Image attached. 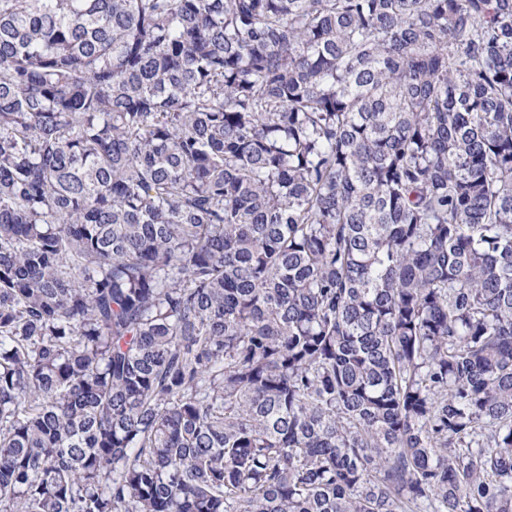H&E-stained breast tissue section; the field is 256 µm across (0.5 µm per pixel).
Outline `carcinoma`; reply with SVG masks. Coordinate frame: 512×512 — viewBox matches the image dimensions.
<instances>
[{"instance_id": "1", "label": "carcinoma", "mask_w": 512, "mask_h": 512, "mask_svg": "<svg viewBox=\"0 0 512 512\" xmlns=\"http://www.w3.org/2000/svg\"><path fill=\"white\" fill-rule=\"evenodd\" d=\"M0 512H512V0H0Z\"/></svg>"}]
</instances>
